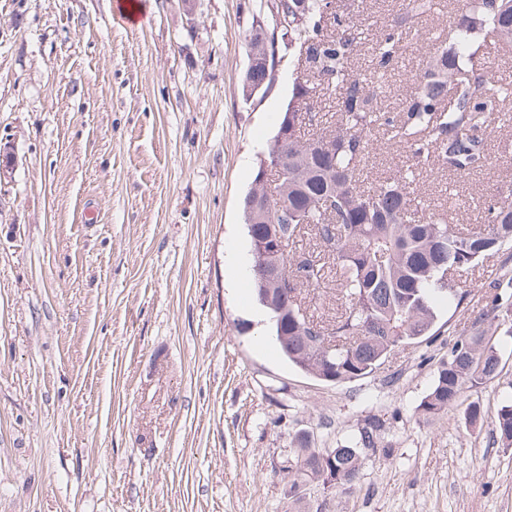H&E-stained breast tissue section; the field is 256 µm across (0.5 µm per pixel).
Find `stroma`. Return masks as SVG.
<instances>
[{
	"instance_id": "35a3bbf8",
	"label": "stroma",
	"mask_w": 512,
	"mask_h": 512,
	"mask_svg": "<svg viewBox=\"0 0 512 512\" xmlns=\"http://www.w3.org/2000/svg\"><path fill=\"white\" fill-rule=\"evenodd\" d=\"M0 0V512H293L280 465L299 437L349 444L378 422L355 488L303 501L327 512H512V449L492 434L512 398V341L499 376L462 410L417 407L441 358L486 321L512 248L477 265L435 336L391 351L369 376L319 380L254 321V257L241 202L296 75L278 48L268 91L246 96L245 37L273 30L270 0ZM455 0L412 23L421 67ZM492 162L427 174L426 198L457 195V224L512 181V126ZM93 216H85L86 206Z\"/></svg>"
}]
</instances>
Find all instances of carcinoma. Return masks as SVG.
<instances>
[{
    "mask_svg": "<svg viewBox=\"0 0 512 512\" xmlns=\"http://www.w3.org/2000/svg\"><path fill=\"white\" fill-rule=\"evenodd\" d=\"M305 20L290 18L288 47L307 70L288 101V184L263 204L271 218L247 225L254 260L270 268L253 278L269 309L281 352L326 382L357 380L374 372L393 349L436 333L437 309L460 307L462 277L512 243V182L485 201L487 223L455 224L445 204L430 207L420 176L433 169L465 177L489 164L492 124L512 118V85L487 65L488 55L512 47V0H465L457 20L432 42L425 65L412 75L395 112L379 106L381 83L406 51L407 22L428 16L435 0H399L391 22L372 42V67L352 60L367 40L363 21L345 4L304 0ZM334 105L336 122L310 132L317 104ZM409 149L408 160L386 176L363 166L373 136ZM310 234L313 247L296 243ZM336 288V312L311 309L309 288ZM492 321L511 323L512 303L494 304ZM497 329H476L458 339L436 370L418 406L435 417L464 407L474 423L480 405L460 401L464 389L498 376ZM496 439L512 447V402L498 410ZM376 446V427H364L341 448L295 449V466L281 467L288 498L317 483L342 491L356 485L361 448Z\"/></svg>",
    "mask_w": 512,
    "mask_h": 512,
    "instance_id": "obj_1",
    "label": "carcinoma"
}]
</instances>
